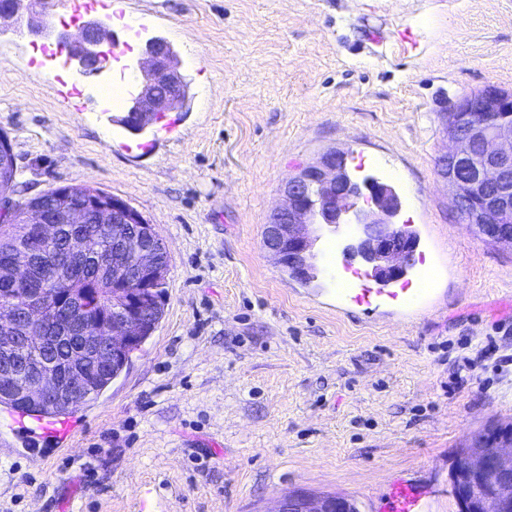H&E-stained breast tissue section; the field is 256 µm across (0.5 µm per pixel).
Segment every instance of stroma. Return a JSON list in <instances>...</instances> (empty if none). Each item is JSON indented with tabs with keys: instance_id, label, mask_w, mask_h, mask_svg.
<instances>
[{
	"instance_id": "obj_1",
	"label": "stroma",
	"mask_w": 512,
	"mask_h": 512,
	"mask_svg": "<svg viewBox=\"0 0 512 512\" xmlns=\"http://www.w3.org/2000/svg\"><path fill=\"white\" fill-rule=\"evenodd\" d=\"M124 38L162 37L188 95L134 134L0 28L14 203L91 186L168 251L164 311L64 447L0 424V512H270L292 490L375 512L403 476L457 512L466 437L512 423V251L482 241L435 161L451 103L512 90V0H97ZM400 196L419 237L404 282L353 301L336 238L318 278L263 244L283 181L330 150Z\"/></svg>"
}]
</instances>
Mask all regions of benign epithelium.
Listing matches in <instances>:
<instances>
[{"instance_id": "1", "label": "benign epithelium", "mask_w": 512, "mask_h": 512, "mask_svg": "<svg viewBox=\"0 0 512 512\" xmlns=\"http://www.w3.org/2000/svg\"><path fill=\"white\" fill-rule=\"evenodd\" d=\"M38 0H0V27L18 22L23 2ZM30 34L53 39L66 47V59L81 74L97 75L121 59L120 43L112 30L99 19H90L71 34L47 27L38 12L27 18ZM122 70L134 75V91L129 93L125 112L137 119L124 122L142 132L164 113L178 107L185 93L181 61L166 40L149 39L142 58L128 61ZM445 134L451 147L437 160L438 176L453 190L452 202L461 219L476 228L480 239L512 250V91L487 87L460 99L446 116ZM285 204L273 211L264 227V246L290 276L304 282L315 278L319 231H336L344 224L358 227L356 236L342 253L348 264L358 260L368 278L389 285L404 277L416 262L417 235L407 224L395 223L401 200L395 189L376 178L353 180L346 169L343 151H330L319 161L307 165L281 187ZM57 195L75 203L61 212L48 215L42 200L35 199L15 211L11 191L0 181V220L26 224L40 242L51 241L57 223L87 224L92 216L105 217L114 225V236L126 235L125 226L136 227L142 236L158 239L154 225L136 208L121 198L90 186H63ZM94 249V237L72 236L61 253L51 259L57 268L73 257ZM12 283L29 282L30 256L16 253L11 259ZM168 256L152 246L143 248L129 281L132 288L112 289V318L105 323V335L93 337L91 345L124 364L141 349V337L152 334L150 313L157 304L156 291L167 277ZM90 292L63 303L41 288H27L21 299L7 290L0 303L11 306L9 317L0 325V336L7 338L16 323L26 334L15 349L25 355L48 347L57 339L47 336L49 326L62 314L78 332L90 317ZM6 388L20 397L47 408L71 406L82 401L87 391L86 376L74 371L59 380L53 371H36L24 380L4 374ZM453 493L458 512H512V424L497 427L489 434L466 440L463 453L451 469ZM491 491L477 495L475 486ZM348 500L335 495H316L297 491L281 497L272 512H347Z\"/></svg>"}]
</instances>
